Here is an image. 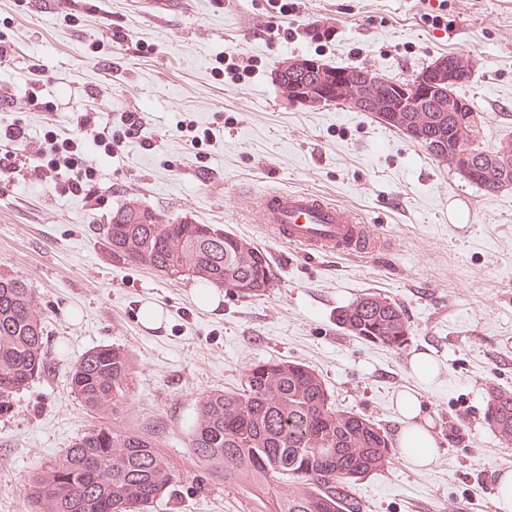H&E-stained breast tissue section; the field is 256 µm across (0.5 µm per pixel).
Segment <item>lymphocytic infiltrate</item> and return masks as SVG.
Listing matches in <instances>:
<instances>
[{
  "instance_id": "1",
  "label": "lymphocytic infiltrate",
  "mask_w": 512,
  "mask_h": 512,
  "mask_svg": "<svg viewBox=\"0 0 512 512\" xmlns=\"http://www.w3.org/2000/svg\"><path fill=\"white\" fill-rule=\"evenodd\" d=\"M120 129L100 126L94 113H79L70 132L51 133L40 144L28 142L22 123L0 130V178L23 172L29 178L51 185L61 194H96L97 170L87 154L102 156L117 152L126 140L140 137L144 121L140 113H124Z\"/></svg>"
}]
</instances>
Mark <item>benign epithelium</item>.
Returning a JSON list of instances; mask_svg holds the SVG:
<instances>
[{"label": "benign epithelium", "instance_id": "7a95c632", "mask_svg": "<svg viewBox=\"0 0 512 512\" xmlns=\"http://www.w3.org/2000/svg\"><path fill=\"white\" fill-rule=\"evenodd\" d=\"M322 69L324 66L313 59L286 60L279 64L275 77L278 81L290 75L298 77L289 87L290 100L295 104L314 107L340 101L358 110L368 107L369 99L365 93L370 85L380 82L373 73L360 74L358 83L354 84L347 73L338 71L334 78L311 89L303 88L302 81ZM470 72L466 59L450 61L442 56L397 88L398 102L392 104L389 98H381L374 107L380 112H408L410 105L418 104L423 108L430 105L440 110L464 112L463 103L454 102L448 83L462 81Z\"/></svg>", "mask_w": 512, "mask_h": 512}]
</instances>
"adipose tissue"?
<instances>
[{
    "label": "adipose tissue",
    "mask_w": 512,
    "mask_h": 512,
    "mask_svg": "<svg viewBox=\"0 0 512 512\" xmlns=\"http://www.w3.org/2000/svg\"><path fill=\"white\" fill-rule=\"evenodd\" d=\"M409 369L414 384L398 392L394 399L399 422L397 442L404 460L422 468L436 459L439 443L431 431L428 408L419 391L435 384L439 367L428 353L419 351L411 356Z\"/></svg>",
    "instance_id": "1"
}]
</instances>
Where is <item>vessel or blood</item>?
Listing matches in <instances>:
<instances>
[{
    "instance_id": "obj_1",
    "label": "vessel or blood",
    "mask_w": 512,
    "mask_h": 512,
    "mask_svg": "<svg viewBox=\"0 0 512 512\" xmlns=\"http://www.w3.org/2000/svg\"><path fill=\"white\" fill-rule=\"evenodd\" d=\"M253 207L272 239L311 254L362 256L384 247L349 209L306 191L263 190Z\"/></svg>"
}]
</instances>
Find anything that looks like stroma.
<instances>
[{
  "mask_svg": "<svg viewBox=\"0 0 512 512\" xmlns=\"http://www.w3.org/2000/svg\"><path fill=\"white\" fill-rule=\"evenodd\" d=\"M333 27L331 43L304 32ZM265 0H182L155 13L135 0H0V37L15 53L0 65V124L22 121L31 141L69 128L72 113L115 125L141 113L143 139L95 159L96 197L61 195L23 177L0 180V272L34 288L51 367L0 418V512H34L24 487L89 429L108 424L150 437L181 476L151 512H262L249 486L202 468L188 446L197 404L210 390L241 389L257 361L303 362L338 408L397 430L396 393L409 357L425 350L441 369L422 390L439 455L416 469L395 458L352 484L361 512H496L495 484L512 470L484 413L491 388L512 390V188L489 193L464 181L402 132L346 104L289 102L274 70L292 58L408 79L451 53L474 63L458 87L482 119L479 144L512 138V0H300L282 18L288 38L266 29ZM127 33L111 44L113 25ZM152 45L151 53L139 51ZM233 54L249 67L230 82L213 71ZM39 79L56 114L28 112ZM212 128L192 147L180 126ZM305 190L351 209L385 241L362 257L310 256L267 237L252 192ZM135 199L169 221L213 224L264 248L275 274L262 296L222 291L197 304L193 280L113 263L105 224ZM366 293L399 304L412 335L394 350L339 329V307ZM166 320L145 328V303ZM125 347L133 393L114 415L87 411L68 373L88 349Z\"/></svg>",
  "mask_w": 512,
  "mask_h": 512,
  "instance_id": "stroma-1",
  "label": "stroma"
}]
</instances>
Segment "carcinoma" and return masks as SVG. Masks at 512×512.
Returning <instances> with one entry per match:
<instances>
[{"label": "carcinoma", "mask_w": 512, "mask_h": 512, "mask_svg": "<svg viewBox=\"0 0 512 512\" xmlns=\"http://www.w3.org/2000/svg\"><path fill=\"white\" fill-rule=\"evenodd\" d=\"M385 125L419 126L434 157L465 181L494 193L512 185V156L473 147L462 154L466 132L454 112H401ZM210 224H173L132 200L118 208L103 232L105 252L116 263L149 268L168 279H196L203 287L258 297L275 280L254 245ZM336 325L392 349L407 345L411 326L400 307L365 294L336 313ZM50 368L38 296L20 279L0 272V417L13 412L16 395ZM127 350L100 345L83 353L69 375L71 394L87 410L117 413L132 392ZM485 419L501 444L512 447V392L493 389ZM194 457L224 479L250 485L267 512H360L348 494L352 483L391 465L396 451L387 434L363 415L336 407L321 375L292 360L258 361L238 392L203 394L189 437ZM167 458L147 437L109 425L81 436L26 485L36 512H148L177 481ZM290 485L291 491L282 492Z\"/></svg>", "instance_id": "cac0c4a2"}]
</instances>
